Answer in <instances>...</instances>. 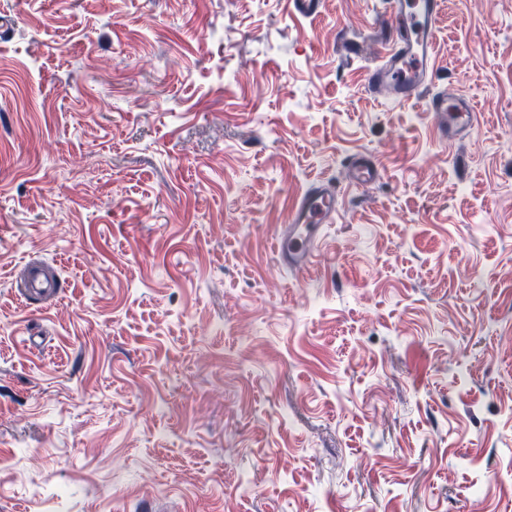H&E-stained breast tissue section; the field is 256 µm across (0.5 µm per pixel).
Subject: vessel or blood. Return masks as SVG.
<instances>
[{"mask_svg":"<svg viewBox=\"0 0 512 512\" xmlns=\"http://www.w3.org/2000/svg\"><path fill=\"white\" fill-rule=\"evenodd\" d=\"M440 11V0H420V13L416 16L408 12L406 0H388L386 16L393 37L381 64L367 72L366 89L370 94H386L403 102L414 98L436 67L433 48ZM411 59L416 61L417 68L407 78L403 72ZM428 104L430 111L443 118L440 133L445 139L460 138L473 129L477 120L473 101L462 95H435ZM336 203L335 189L323 181L314 182L295 199L289 220L277 235L281 264L300 272L312 267L323 237L322 229L331 223ZM60 288V281L38 262L28 263L19 280V291L27 299L56 297Z\"/></svg>","mask_w":512,"mask_h":512,"instance_id":"b4317fda","label":"vessel or blood"}]
</instances>
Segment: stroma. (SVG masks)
I'll list each match as a JSON object with an SVG mask.
<instances>
[{
  "instance_id": "stroma-1",
  "label": "stroma",
  "mask_w": 512,
  "mask_h": 512,
  "mask_svg": "<svg viewBox=\"0 0 512 512\" xmlns=\"http://www.w3.org/2000/svg\"><path fill=\"white\" fill-rule=\"evenodd\" d=\"M385 11L0 0V512H512V0H444L407 103ZM428 104L431 112L444 117L440 128L444 140L459 139L473 129L477 120L474 102L463 95H456L452 99H448L447 95H435L428 100ZM337 194L324 181L314 182L300 194L290 209L289 224L277 234V254L281 264L307 272L319 250L324 224L332 222ZM20 294L28 300L31 297H59L61 283L45 266L38 262H29L19 280Z\"/></svg>"
}]
</instances>
